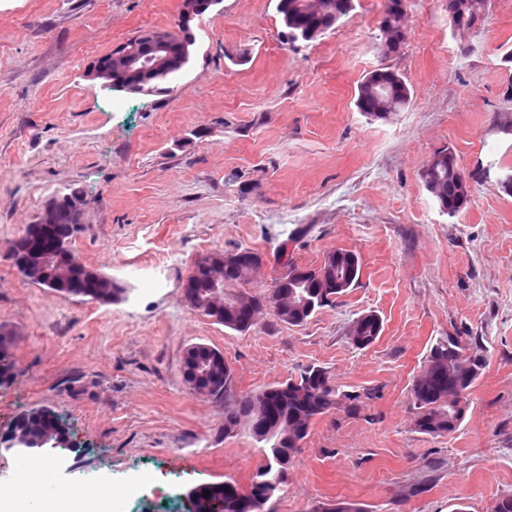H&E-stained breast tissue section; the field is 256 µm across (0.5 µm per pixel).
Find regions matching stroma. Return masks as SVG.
<instances>
[{
  "label": "stroma",
  "mask_w": 512,
  "mask_h": 512,
  "mask_svg": "<svg viewBox=\"0 0 512 512\" xmlns=\"http://www.w3.org/2000/svg\"><path fill=\"white\" fill-rule=\"evenodd\" d=\"M335 28L288 44L276 0H223L195 26L170 89L113 93L85 69L127 39L175 30L181 0H0V324L19 336L17 377L0 386V428L47 407L67 419L85 484L110 481L112 512H181L208 484L250 495L263 459L224 406L190 391L186 347L219 348L237 393L325 368L348 392L377 387L361 415L317 417L275 512L348 501L367 512H491L512 494V194L480 163L512 162V0H489L455 31L448 0H407L405 40L384 55L387 0H354ZM401 73L411 100L387 120L356 106L372 70ZM453 147L467 205L443 215L421 173ZM87 200L72 247L127 290L112 304L25 280L8 243L52 198ZM314 265L336 249L362 259L358 285L300 326L259 314L241 334L184 301L202 254L250 248L267 295L279 248ZM383 322L369 347L349 323ZM476 343L487 361L451 435L416 432L411 386L435 337ZM140 485L139 499L124 497Z\"/></svg>",
  "instance_id": "stroma-1"
}]
</instances>
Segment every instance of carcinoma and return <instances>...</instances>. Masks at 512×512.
<instances>
[{
	"mask_svg": "<svg viewBox=\"0 0 512 512\" xmlns=\"http://www.w3.org/2000/svg\"><path fill=\"white\" fill-rule=\"evenodd\" d=\"M298 2L300 0H277L276 3V13L289 44L302 40L301 34L311 29L316 30L318 38L325 35L353 8V0H320L317 11L307 14L295 7ZM486 4L487 0H453L457 24L472 26ZM190 53L191 50H186L183 64L162 70L150 81L141 83L138 93L151 94L160 90L162 85L172 83L183 70L184 64L189 62ZM372 88L385 89L394 113L402 111L411 99L405 78L389 67L367 74L358 85L357 96L369 93ZM422 179L436 203L451 205L459 211L467 203L469 190L461 183L456 154L452 148L447 147L434 154L422 171ZM75 232L76 229L68 226L58 228L55 234L42 240L41 245L48 251L62 248L67 250L70 282L81 285L84 298L96 300L101 296V287L104 286L112 300L121 299L126 289L112 280V277L97 270H88L70 250L68 240ZM281 254L286 260L279 265L273 286L265 297L252 294L246 288L248 280L237 269L224 267V302L230 304L243 297L253 307H272L276 294L290 291V287L298 281L303 287L317 293L320 299L317 308L320 309L334 303L337 297L354 287L360 278L361 260L349 250H333L324 264L306 269L287 258L286 247H281ZM362 328L360 337L352 341V345L358 349L374 343L383 325L377 315L369 314ZM464 344L466 341L459 336L444 335L436 338L430 346L423 369L413 379L411 402L416 410V420L419 421L416 430L422 434L441 437L448 434V423L459 425L464 420V410L437 399L438 394L448 391L450 385L458 387L464 395H470L473 385L486 367L484 358L477 355L468 367L448 371V358L463 350ZM187 355V361L182 363V373H187L193 367L196 369L195 381L214 389L215 401L224 403V430L229 431L243 424L248 427L253 440L262 445L265 459L253 477L254 497L264 495L271 499L287 483L288 465L307 437V434L297 432L298 422H310L340 404L350 412L358 413L366 406V402L379 397L378 389L374 387L365 388L361 393L341 390L330 381L328 372L317 365L303 367L299 369L298 375L257 393L240 395L234 389L232 371L217 365L223 352L208 344H193ZM15 376L13 354H0V384L12 381ZM268 403L276 406L278 417L283 420L288 431H277L266 437L256 432L252 417L260 406ZM14 424L17 429L35 437L68 434L65 419L47 408L29 409L21 413ZM203 491L210 492V496L197 498L195 512H212L211 503L221 500L224 501V512H247L244 509L247 499L240 497L230 484H209L203 487ZM310 512H364V509L358 503L343 501L337 504L320 503L312 506Z\"/></svg>",
	"mask_w": 512,
	"mask_h": 512,
	"instance_id": "carcinoma-1",
	"label": "carcinoma"
}]
</instances>
